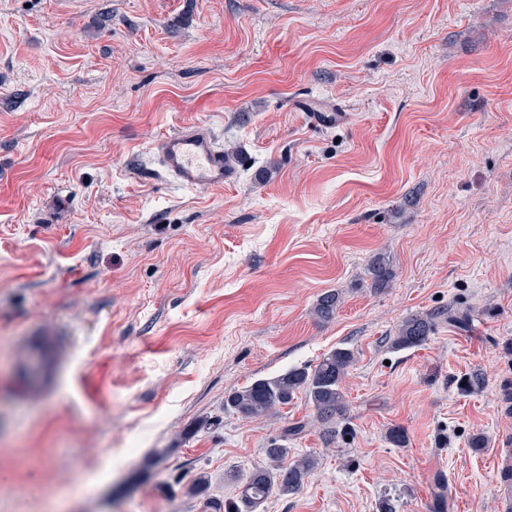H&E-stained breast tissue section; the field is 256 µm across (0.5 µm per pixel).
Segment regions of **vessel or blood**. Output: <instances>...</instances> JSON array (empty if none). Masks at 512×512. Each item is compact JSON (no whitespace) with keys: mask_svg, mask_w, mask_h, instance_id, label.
I'll return each mask as SVG.
<instances>
[{"mask_svg":"<svg viewBox=\"0 0 512 512\" xmlns=\"http://www.w3.org/2000/svg\"><path fill=\"white\" fill-rule=\"evenodd\" d=\"M154 154L162 174L171 182L189 188L214 189L235 175L234 167L224 161V152L209 127L194 125L161 138ZM28 354L39 358L45 369H53L58 350L52 337L38 336L27 347ZM497 503L499 512H512V450L500 449L496 462Z\"/></svg>","mask_w":512,"mask_h":512,"instance_id":"vessel-or-blood-1","label":"vessel or blood"}]
</instances>
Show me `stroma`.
Wrapping results in <instances>:
<instances>
[{"label":"stroma","mask_w":512,"mask_h":512,"mask_svg":"<svg viewBox=\"0 0 512 512\" xmlns=\"http://www.w3.org/2000/svg\"><path fill=\"white\" fill-rule=\"evenodd\" d=\"M303 99L347 119L315 126ZM192 124L246 158L223 188L159 171L155 142ZM422 313L431 340L392 349ZM41 332L67 357L35 396L18 348ZM339 347L350 443L301 394L225 412ZM275 441L317 465L258 512H498L512 0H0V512H226ZM371 287L377 290L387 288L392 281L393 271L384 258L376 257L368 268Z\"/></svg>","instance_id":"1"}]
</instances>
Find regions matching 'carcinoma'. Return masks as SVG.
<instances>
[{
  "instance_id": "carcinoma-1",
  "label": "carcinoma",
  "mask_w": 512,
  "mask_h": 512,
  "mask_svg": "<svg viewBox=\"0 0 512 512\" xmlns=\"http://www.w3.org/2000/svg\"><path fill=\"white\" fill-rule=\"evenodd\" d=\"M371 287L377 290L389 286L393 271L383 258H375L369 268ZM340 305L339 292L322 294L314 307L321 320L335 316ZM434 315H412L402 321L393 336L394 349L420 347L434 335ZM354 361V353L337 348L315 366L293 367L271 377L253 381L250 385L232 390L224 397V411L244 418L263 416L280 405H286L300 392L304 393L314 409L316 420L324 426L329 441L351 436L347 424L348 406L343 381ZM268 464L254 468L247 476L239 495L236 512H255L263 501L273 494L288 495L299 491L316 467L312 456L288 460V448L273 445L265 449Z\"/></svg>"
}]
</instances>
